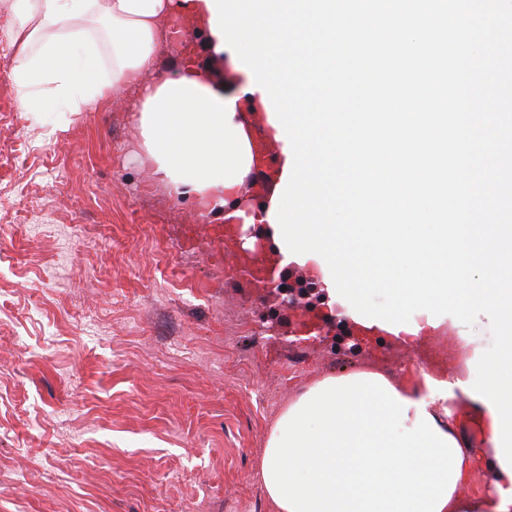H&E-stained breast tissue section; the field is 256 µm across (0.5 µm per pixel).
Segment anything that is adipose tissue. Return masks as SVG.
I'll return each instance as SVG.
<instances>
[{"label":"adipose tissue","instance_id":"1","mask_svg":"<svg viewBox=\"0 0 512 512\" xmlns=\"http://www.w3.org/2000/svg\"><path fill=\"white\" fill-rule=\"evenodd\" d=\"M211 18L206 0H12L16 48L12 75L29 106L28 89L48 83L70 112L93 109L108 95L157 70L160 19L174 8ZM105 25L112 52L104 68L101 47L84 28ZM212 36L207 64L176 67L173 77L148 86L134 103L147 159L176 198L244 226L275 229L270 212L245 215L237 202L252 174V144L240 119L261 102L247 72ZM469 373H421L400 384L379 373L326 377L300 395L277 420L260 467L276 512H512V475L494 443L489 407L463 391ZM479 426L492 491L463 503L461 486L473 458L457 424Z\"/></svg>","mask_w":512,"mask_h":512}]
</instances>
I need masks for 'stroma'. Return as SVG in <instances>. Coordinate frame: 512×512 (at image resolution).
<instances>
[{"mask_svg": "<svg viewBox=\"0 0 512 512\" xmlns=\"http://www.w3.org/2000/svg\"><path fill=\"white\" fill-rule=\"evenodd\" d=\"M0 51V512H275L259 479L289 404L328 376L416 377L352 327L300 339L239 235L154 177L127 87L23 109Z\"/></svg>", "mask_w": 512, "mask_h": 512, "instance_id": "stroma-1", "label": "stroma"}]
</instances>
